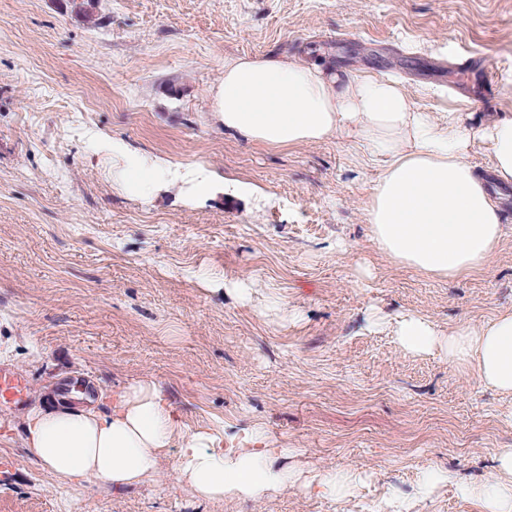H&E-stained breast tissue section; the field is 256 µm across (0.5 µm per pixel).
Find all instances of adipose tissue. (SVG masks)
Here are the masks:
<instances>
[{
  "mask_svg": "<svg viewBox=\"0 0 512 512\" xmlns=\"http://www.w3.org/2000/svg\"><path fill=\"white\" fill-rule=\"evenodd\" d=\"M214 113L225 129L274 147L344 132L357 138L381 163L366 220L372 242L392 261L435 276H462L484 268L503 238L502 209L484 175L512 185V116L476 126L462 112L440 120L418 109L398 81L273 56L225 61ZM479 141L489 151L483 173L468 160ZM112 153L124 160L116 176L123 190L147 197L169 175L164 166L128 155L121 142H113ZM396 339L405 351H437L452 365L475 368L486 386L512 396V311L446 334L424 317L405 314L396 320ZM244 441L226 449L209 430L184 433L162 388L150 380L112 395L105 413L66 403L34 407L23 437L30 456L59 482L91 478L112 491L145 482L167 459L178 484L212 502L255 501L298 484L341 499L363 482L353 470L289 467L295 449L265 447L261 428L246 431ZM495 461L488 479L460 484L459 491L479 512H512V448L497 449ZM455 479L447 469L427 467L413 497L389 494L381 508L415 512Z\"/></svg>",
  "mask_w": 512,
  "mask_h": 512,
  "instance_id": "ef3b65f1",
  "label": "adipose tissue"
}]
</instances>
